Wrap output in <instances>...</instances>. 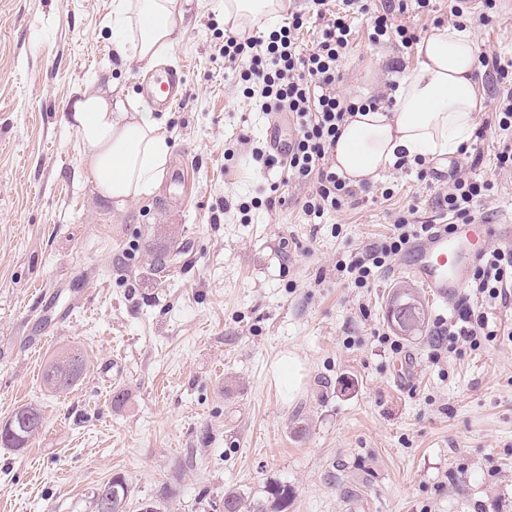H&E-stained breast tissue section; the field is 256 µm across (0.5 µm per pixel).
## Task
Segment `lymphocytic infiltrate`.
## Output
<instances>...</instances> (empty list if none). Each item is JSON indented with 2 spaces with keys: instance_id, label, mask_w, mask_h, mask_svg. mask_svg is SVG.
<instances>
[{
  "instance_id": "lymphocytic-infiltrate-1",
  "label": "lymphocytic infiltrate",
  "mask_w": 512,
  "mask_h": 512,
  "mask_svg": "<svg viewBox=\"0 0 512 512\" xmlns=\"http://www.w3.org/2000/svg\"><path fill=\"white\" fill-rule=\"evenodd\" d=\"M370 16L368 40L378 44L397 41L410 48L419 37L401 24H394L388 13L371 11L364 0H348ZM328 0H312L313 11L325 27L315 48L306 50L298 42L303 27L301 16H293L287 25L265 36H246L225 32L220 47L228 63L237 69L244 84L242 94L263 112L287 114L294 126V137L283 155L253 148L251 158L262 170L281 167L293 179L311 184L312 191L302 204L309 223L341 209L354 192L349 183L333 169L332 148L347 117L366 109H377L378 97L353 99L341 94L337 86L343 79L342 61L351 43L352 28L347 16H328ZM486 74L495 75L498 89L491 101L492 121L475 132L476 140L493 137L498 143L495 167L512 172V59L480 55ZM493 188L490 181L454 176L441 201L453 222H469ZM430 230L429 225L414 223L410 213L394 221L392 233L338 270L358 288L369 287L378 274L409 245ZM472 298L459 302L448 325V342H465L470 349L494 341L498 332L491 327L487 310L512 303V249H488L473 268L468 281Z\"/></svg>"
}]
</instances>
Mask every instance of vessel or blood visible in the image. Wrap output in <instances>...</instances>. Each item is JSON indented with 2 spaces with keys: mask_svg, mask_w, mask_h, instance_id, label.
<instances>
[{
  "mask_svg": "<svg viewBox=\"0 0 512 512\" xmlns=\"http://www.w3.org/2000/svg\"><path fill=\"white\" fill-rule=\"evenodd\" d=\"M182 84L181 70L172 68L164 75L148 78L140 91L159 111L169 112L182 100ZM487 238L512 248V217L506 215L500 223L491 224L479 214L472 223L457 224L450 230L434 225L427 236L410 245L398 267L430 288L436 298L453 297L465 288L467 275L484 253Z\"/></svg>",
  "mask_w": 512,
  "mask_h": 512,
  "instance_id": "1",
  "label": "vessel or blood"
}]
</instances>
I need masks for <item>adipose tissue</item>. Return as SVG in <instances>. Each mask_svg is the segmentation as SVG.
Wrapping results in <instances>:
<instances>
[{
    "label": "adipose tissue",
    "mask_w": 512,
    "mask_h": 512,
    "mask_svg": "<svg viewBox=\"0 0 512 512\" xmlns=\"http://www.w3.org/2000/svg\"><path fill=\"white\" fill-rule=\"evenodd\" d=\"M189 0H113L112 42L122 61L149 70L175 43ZM284 0H224V24L237 32L277 15ZM477 57L468 30L432 28L416 46L393 94L392 108L355 113L331 152L350 185L375 183L399 155L441 158L472 138L480 110ZM72 122L84 174L104 198L125 203L157 191L171 161L170 134L148 106L76 89Z\"/></svg>",
    "instance_id": "obj_1"
}]
</instances>
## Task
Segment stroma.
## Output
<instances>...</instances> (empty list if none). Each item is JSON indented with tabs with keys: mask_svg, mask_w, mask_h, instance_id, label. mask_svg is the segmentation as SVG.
<instances>
[{
	"mask_svg": "<svg viewBox=\"0 0 512 512\" xmlns=\"http://www.w3.org/2000/svg\"><path fill=\"white\" fill-rule=\"evenodd\" d=\"M111 18L112 0H0V421L26 403L44 416L25 451L0 447V512H93L117 474L127 512L147 499L224 512L228 491L268 508L275 483L295 491L287 512H512V307L488 310L496 341L436 361L435 323L456 301L404 271L367 288L336 273L400 210L448 223L439 200L454 174L494 181L490 221L511 212L495 140L477 168L461 154L430 161L423 181L395 168L308 223L309 184L251 160L275 117L243 99L219 52L224 0H192L164 61L183 70V104L162 118L184 178L119 206L86 180L70 124L76 87L142 99L146 74L116 54ZM352 28L340 92L388 93L414 51L369 43L364 15ZM471 31L477 51L512 57V0ZM274 182L284 201L241 216L239 200ZM172 242L181 262L158 273L153 255ZM402 284L428 322L393 351L378 337L393 333ZM71 347L87 367L59 396L42 371ZM289 352L303 362L293 398L272 375Z\"/></svg>",
	"mask_w": 512,
	"mask_h": 512,
	"instance_id": "stroma-1",
	"label": "stroma"
}]
</instances>
